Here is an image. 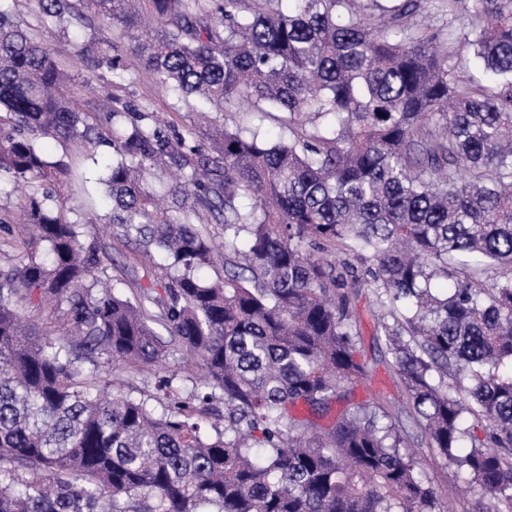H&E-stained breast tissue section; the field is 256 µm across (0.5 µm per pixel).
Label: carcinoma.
<instances>
[{
	"label": "carcinoma",
	"mask_w": 512,
	"mask_h": 512,
	"mask_svg": "<svg viewBox=\"0 0 512 512\" xmlns=\"http://www.w3.org/2000/svg\"><path fill=\"white\" fill-rule=\"evenodd\" d=\"M33 3L34 28L0 0V177L24 201L0 269V512H450L403 423L352 402L363 282L412 426L480 488L477 512H512V0H471L461 42L413 29L424 0ZM91 19L159 87L284 113L288 139L226 125L202 148L119 99L100 127L91 78L39 37ZM117 48L96 44L122 79ZM39 137L112 148L106 223L161 272L139 299L105 285L99 214L68 205L77 175ZM164 166L183 171L168 195L146 183ZM46 301L57 323L29 326ZM173 347L202 370L194 397L171 377L147 400L112 391L106 366Z\"/></svg>",
	"instance_id": "obj_1"
}]
</instances>
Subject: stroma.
<instances>
[{
	"label": "stroma",
	"mask_w": 512,
	"mask_h": 512,
	"mask_svg": "<svg viewBox=\"0 0 512 512\" xmlns=\"http://www.w3.org/2000/svg\"><path fill=\"white\" fill-rule=\"evenodd\" d=\"M44 43L59 56L71 59V70L78 76L92 79V89L87 96L90 105L104 107L109 105L111 97L117 96L134 106H142L147 87L154 83L152 73L147 70L139 55L126 49L125 38L108 28L73 26L63 30L57 27L41 30ZM104 39L124 46L123 64L128 77L121 83L113 82L112 75L106 69L97 68L92 56L82 58L74 54V46L82 41ZM196 101L178 100L168 94L156 95L153 109L159 112L171 136L193 134L199 144H207L211 134L224 125L240 124L256 127L266 133L270 140H278L286 130L277 118L271 116L223 115L220 112L198 113ZM42 145L52 159H61L79 170L85 180H95L101 164L111 161L112 156L106 149H99L97 155H89L82 148L63 144L53 139L43 140ZM88 238L97 239L103 257L108 260V274L112 281L123 283L124 294L136 298L140 289L150 287L156 277L154 270L141 263L120 241L99 234L97 227L86 229ZM357 331L359 333L360 356L368 372L365 383L355 390L356 401L362 402L369 397L378 396L399 410H406L405 389L396 371L395 364L388 354L384 339L377 329L374 295L370 286L358 288L355 296ZM180 356H171L165 367L148 365L136 368L119 367L112 371L114 389L133 396L154 392L159 377H183ZM412 447L417 448L421 464L433 480V487L440 496L450 498L453 512H472L475 502L481 495L479 488L461 490L460 481L454 469L445 467L434 458L421 443L420 435H412Z\"/></svg>",
	"instance_id": "35a3bbf8"
}]
</instances>
